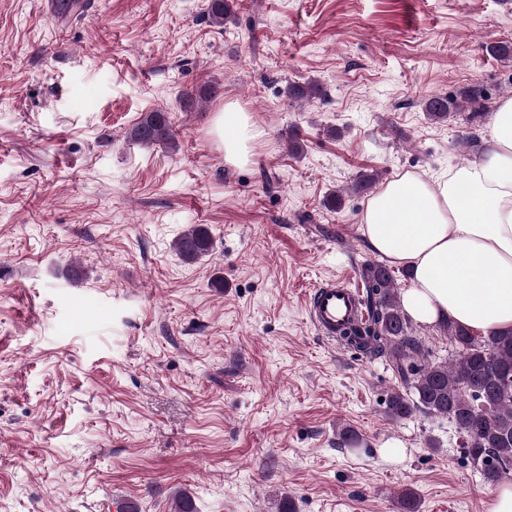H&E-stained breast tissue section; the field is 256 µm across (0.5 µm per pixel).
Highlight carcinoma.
Listing matches in <instances>:
<instances>
[{"mask_svg": "<svg viewBox=\"0 0 512 512\" xmlns=\"http://www.w3.org/2000/svg\"><path fill=\"white\" fill-rule=\"evenodd\" d=\"M204 18L222 27L236 19L232 0H206ZM320 92L315 82L288 85V96L307 99ZM219 86L206 83L182 93L183 104L217 97ZM482 88L469 87L452 96H433L426 111L433 121H445L459 111H487ZM128 139L142 146L176 145V132L170 112L157 108L146 112L128 131ZM174 247L185 262H194L209 253V231L197 225L181 234ZM364 284L363 326L343 332L347 344L374 358L389 362L397 370L405 392H394L388 401L393 419L414 411L442 416L452 421L463 435L465 455L480 469L484 480L497 483L512 473V330L476 337L466 327L446 320L441 327L448 334L456 358L430 363L424 341L414 335L404 312L401 292L386 265L372 261L361 270Z\"/></svg>", "mask_w": 512, "mask_h": 512, "instance_id": "obj_1", "label": "carcinoma"}]
</instances>
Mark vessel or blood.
I'll list each match as a JSON object with an SVG mask.
<instances>
[{
  "instance_id": "vessel-or-blood-1",
  "label": "vessel or blood",
  "mask_w": 512,
  "mask_h": 512,
  "mask_svg": "<svg viewBox=\"0 0 512 512\" xmlns=\"http://www.w3.org/2000/svg\"><path fill=\"white\" fill-rule=\"evenodd\" d=\"M359 295V289L334 278L311 289L306 301L308 318L322 338L336 341L337 329L359 315Z\"/></svg>"
}]
</instances>
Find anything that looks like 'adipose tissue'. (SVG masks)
<instances>
[{
    "instance_id": "adipose-tissue-1",
    "label": "adipose tissue",
    "mask_w": 512,
    "mask_h": 512,
    "mask_svg": "<svg viewBox=\"0 0 512 512\" xmlns=\"http://www.w3.org/2000/svg\"><path fill=\"white\" fill-rule=\"evenodd\" d=\"M224 161L245 166L259 132L225 103L214 119ZM370 249L410 271L402 304L416 323L512 329V98L492 113L478 154L432 182L405 173L383 184L360 217Z\"/></svg>"
}]
</instances>
